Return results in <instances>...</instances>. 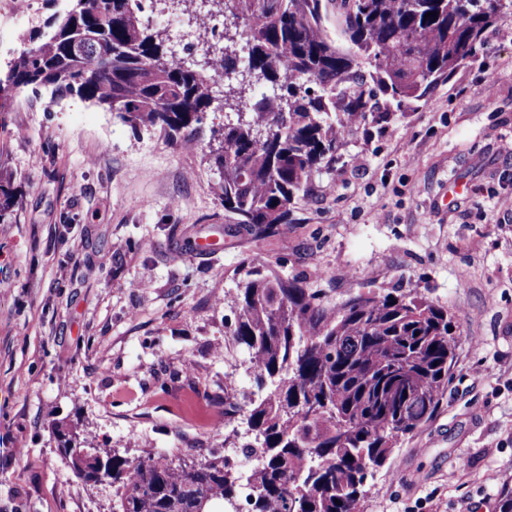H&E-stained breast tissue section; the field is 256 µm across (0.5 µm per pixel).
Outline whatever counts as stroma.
Returning <instances> with one entry per match:
<instances>
[{"mask_svg":"<svg viewBox=\"0 0 512 512\" xmlns=\"http://www.w3.org/2000/svg\"><path fill=\"white\" fill-rule=\"evenodd\" d=\"M70 0H0V72ZM512 27L384 127L350 137L289 223L225 224L213 173L164 132L75 96L13 94L0 173L19 203L0 224V512H112L64 448L137 459H238L247 352L229 334L241 266L300 277L331 302L398 289L461 329L434 417L369 479L362 512H497L512 487ZM492 76V93L481 90ZM465 194H457L459 186Z\"/></svg>","mask_w":512,"mask_h":512,"instance_id":"stroma-1","label":"stroma"}]
</instances>
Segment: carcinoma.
<instances>
[{
	"instance_id": "cac0c4a2",
	"label": "carcinoma",
	"mask_w": 512,
	"mask_h": 512,
	"mask_svg": "<svg viewBox=\"0 0 512 512\" xmlns=\"http://www.w3.org/2000/svg\"><path fill=\"white\" fill-rule=\"evenodd\" d=\"M71 2L69 27L57 19L29 35L0 77V99L49 89L136 134L164 132L218 175L225 223L261 233L289 222L313 175L359 128L392 119L377 93L399 104L424 97L473 55L499 11V0H337L335 39L321 0H223L224 69L248 80L219 97L209 68L178 57L143 20V0ZM259 84L270 93L246 101ZM227 108L235 118L200 140L207 114ZM17 205L1 180L0 223ZM241 271L230 336L248 351L258 397L245 411L224 395V419L246 415L249 465L202 457L191 472L172 454L92 462L65 448L80 477L115 488L112 512H210L245 488L248 512H358L374 470L434 416L461 335L447 308L398 290L330 304L265 264Z\"/></svg>"
}]
</instances>
